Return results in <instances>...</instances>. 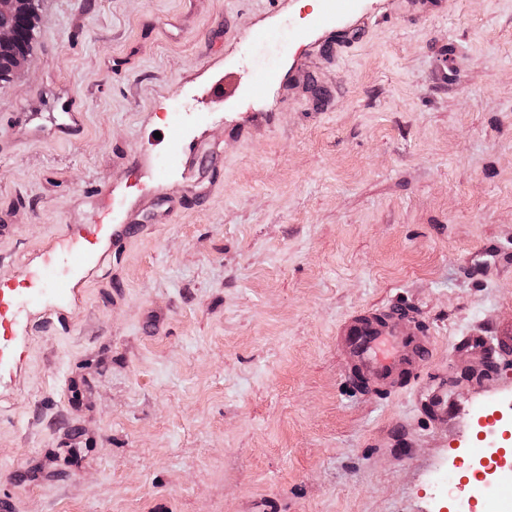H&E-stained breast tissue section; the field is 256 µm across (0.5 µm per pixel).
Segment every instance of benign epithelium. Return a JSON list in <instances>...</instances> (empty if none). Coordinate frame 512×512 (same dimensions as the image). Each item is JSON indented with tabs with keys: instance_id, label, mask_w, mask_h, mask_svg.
I'll list each match as a JSON object with an SVG mask.
<instances>
[{
	"instance_id": "benign-epithelium-1",
	"label": "benign epithelium",
	"mask_w": 512,
	"mask_h": 512,
	"mask_svg": "<svg viewBox=\"0 0 512 512\" xmlns=\"http://www.w3.org/2000/svg\"><path fill=\"white\" fill-rule=\"evenodd\" d=\"M43 0H0V16L12 20L6 26L0 25V54L8 55L7 77L22 69L28 53L17 50V45L31 40L39 20Z\"/></svg>"
}]
</instances>
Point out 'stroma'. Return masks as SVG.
I'll list each match as a JSON object with an SVG mask.
<instances>
[{"label": "stroma", "instance_id": "1", "mask_svg": "<svg viewBox=\"0 0 512 512\" xmlns=\"http://www.w3.org/2000/svg\"><path fill=\"white\" fill-rule=\"evenodd\" d=\"M421 2L44 0L0 82V512L467 501L437 463L512 393L460 347L512 331V0ZM61 90L82 135L29 141ZM393 302L433 355L358 390L336 329Z\"/></svg>", "mask_w": 512, "mask_h": 512}]
</instances>
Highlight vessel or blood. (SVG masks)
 Wrapping results in <instances>:
<instances>
[{
	"instance_id": "obj_1",
	"label": "vessel or blood",
	"mask_w": 512,
	"mask_h": 512,
	"mask_svg": "<svg viewBox=\"0 0 512 512\" xmlns=\"http://www.w3.org/2000/svg\"><path fill=\"white\" fill-rule=\"evenodd\" d=\"M12 122L37 140H68L80 134L84 112L69 96L62 98L61 112L51 127L34 125L28 112L13 113ZM338 349L352 385L390 392L430 359L434 346L410 309L385 306L345 321L338 330Z\"/></svg>"
}]
</instances>
